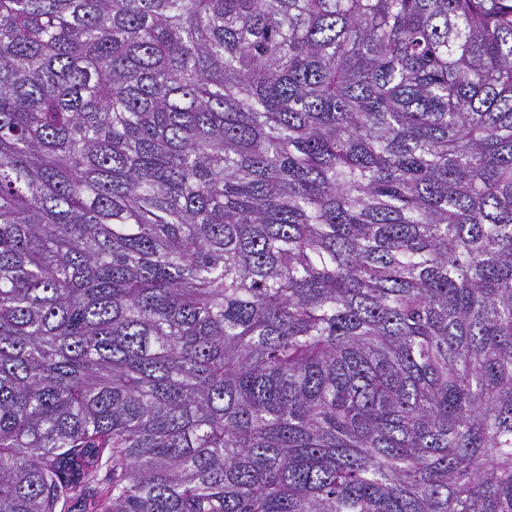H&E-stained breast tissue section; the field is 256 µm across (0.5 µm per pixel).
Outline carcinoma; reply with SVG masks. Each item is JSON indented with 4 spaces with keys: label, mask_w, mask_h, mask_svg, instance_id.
Returning <instances> with one entry per match:
<instances>
[{
    "label": "carcinoma",
    "mask_w": 512,
    "mask_h": 512,
    "mask_svg": "<svg viewBox=\"0 0 512 512\" xmlns=\"http://www.w3.org/2000/svg\"><path fill=\"white\" fill-rule=\"evenodd\" d=\"M0 512H512V0H0Z\"/></svg>",
    "instance_id": "cac0c4a2"
}]
</instances>
